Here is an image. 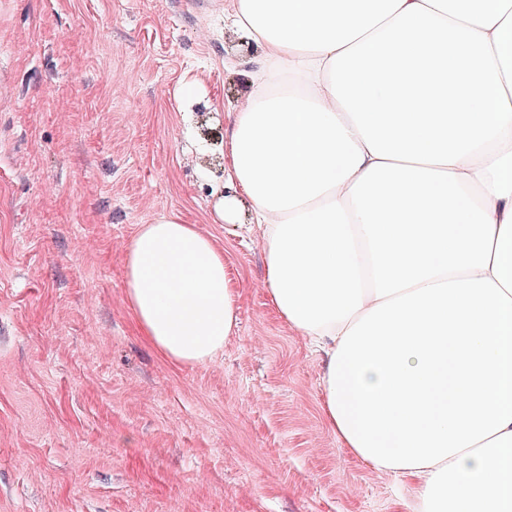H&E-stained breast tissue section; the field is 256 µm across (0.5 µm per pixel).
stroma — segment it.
Listing matches in <instances>:
<instances>
[{
    "instance_id": "stroma-1",
    "label": "stroma",
    "mask_w": 512,
    "mask_h": 512,
    "mask_svg": "<svg viewBox=\"0 0 512 512\" xmlns=\"http://www.w3.org/2000/svg\"><path fill=\"white\" fill-rule=\"evenodd\" d=\"M235 40L224 0H0V512H415L328 428L322 354L217 218ZM172 213L240 293L206 365L125 300L131 239Z\"/></svg>"
}]
</instances>
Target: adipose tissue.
<instances>
[{
	"label": "adipose tissue",
	"instance_id": "obj_1",
	"mask_svg": "<svg viewBox=\"0 0 512 512\" xmlns=\"http://www.w3.org/2000/svg\"><path fill=\"white\" fill-rule=\"evenodd\" d=\"M261 55L224 140V214L325 356L342 447L419 512H512V0H226ZM126 302L206 364L239 292L213 238L140 225Z\"/></svg>",
	"mask_w": 512,
	"mask_h": 512
}]
</instances>
